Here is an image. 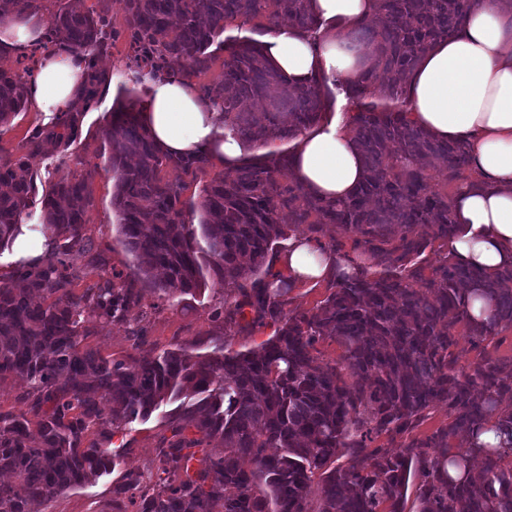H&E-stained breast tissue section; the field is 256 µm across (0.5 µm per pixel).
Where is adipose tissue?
I'll list each match as a JSON object with an SVG mask.
<instances>
[{
  "label": "adipose tissue",
  "mask_w": 512,
  "mask_h": 512,
  "mask_svg": "<svg viewBox=\"0 0 512 512\" xmlns=\"http://www.w3.org/2000/svg\"><path fill=\"white\" fill-rule=\"evenodd\" d=\"M309 7L319 24L315 37L277 26L264 39L266 63L297 85L315 75L332 82L356 78L365 51L351 44L348 34L373 15L375 0H310ZM86 79L83 62L45 55L32 99L41 111H67ZM408 109L416 125L471 147L476 184L454 196L458 233L449 249L458 261L491 274L512 267V15L498 0H473L461 31L421 55L408 87ZM140 120L163 152L184 157L203 152L228 170L257 149L223 129L217 109L187 80L150 81ZM292 173L316 197L353 194L363 178V161L348 127L331 118L303 133ZM280 271L296 283L361 273L359 266L301 236L291 237Z\"/></svg>",
  "instance_id": "1"
}]
</instances>
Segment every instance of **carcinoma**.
<instances>
[{
  "instance_id": "carcinoma-1",
  "label": "carcinoma",
  "mask_w": 512,
  "mask_h": 512,
  "mask_svg": "<svg viewBox=\"0 0 512 512\" xmlns=\"http://www.w3.org/2000/svg\"><path fill=\"white\" fill-rule=\"evenodd\" d=\"M119 2L121 30L112 28L110 0L87 10L70 0H0V22L48 15L42 40L12 65L0 64V129L32 105L38 53L83 59L85 90L29 137L63 146L59 162L66 163L81 117L112 80L98 61L121 38L138 79L196 81L201 97L224 114V127L261 145L292 140L333 111L325 78L297 86L265 63L263 41L225 35L249 25L263 36L283 18L313 33L309 0ZM471 5L376 0L379 25L369 19L351 33L371 51L359 79L336 88L353 113L364 176L341 201L311 195L291 174L287 152L251 156L204 182L197 200H184L183 177L207 174L210 159L163 152L139 119L141 98H117L103 153L119 240L137 260L130 276L139 288L120 274L80 294L72 288L71 260L87 246L96 170L40 186L28 154L0 146V249L22 233V218L37 204L42 230L56 244L47 263L18 265L22 287L0 282V380L29 381L26 410L0 412V472L11 477L0 484V512H31L113 471L115 433L186 392L197 401L171 416L172 436L149 474L127 472L116 488L132 512H406L411 488L415 512H512V452L477 444L489 425L512 444V410L501 409L512 404V363L488 351L512 327V268L487 274L448 251L457 231L448 187L475 185L471 148L442 141L406 116L405 87L420 53L457 35ZM173 61L181 67L172 69ZM250 98L264 99L265 108L243 111ZM434 167L446 172L442 180L430 173ZM281 210L292 223H278ZM303 224L309 232L334 224L352 235V249L380 273L336 281L313 312L285 310L291 283L272 272L274 243ZM210 283L234 289L215 318L240 331L270 322L274 335L245 351L217 343L203 356L177 345L117 360L82 345L92 315L122 321L146 289L173 299ZM472 286L494 304L485 324L467 317ZM450 312L480 349L467 368L452 350ZM320 338L342 348L340 361L313 354ZM442 405L448 422L419 433ZM94 428L97 438L87 439ZM383 435L388 445L371 446ZM216 439L224 445L218 455L206 448ZM472 455L482 459L479 480L452 478L448 468L464 469Z\"/></svg>"
}]
</instances>
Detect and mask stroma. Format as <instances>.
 <instances>
[{
    "mask_svg": "<svg viewBox=\"0 0 512 512\" xmlns=\"http://www.w3.org/2000/svg\"><path fill=\"white\" fill-rule=\"evenodd\" d=\"M127 52L124 41H117L103 67L110 70L112 81L108 88L100 90L89 112L83 116L81 138L69 149L67 164H60L57 147L42 142L29 161L42 179L56 181L88 169H96L93 185V205L87 214L85 233L90 240L88 250L75 257L71 268L76 291H83L113 273H130L134 259L118 240L117 219L112 209V176L103 171L104 160L99 155L102 130L106 124L112 102L119 89L144 91L143 83L137 82L132 71L125 66ZM39 212L25 218V231L4 250L0 251V280L10 281L20 261L42 263L50 257L45 249L46 237L39 232ZM225 290L206 288L196 296L170 299L151 291H143L141 305L131 313L127 323L91 321V336L86 342L102 355L115 359L156 354L181 344L193 354L209 352L213 343L230 341L232 349L243 350L260 345L273 336L272 325L230 333L227 325L214 321L211 312L223 302ZM145 328V340H138L134 331ZM175 403L160 407L144 422L136 421L114 436L112 447L120 456V464L110 474L95 478L82 486L54 495L38 507L37 512H114L116 487L126 472L142 469L152 462L163 436L169 435L168 416L175 412Z\"/></svg>",
    "mask_w": 512,
    "mask_h": 512,
    "instance_id": "obj_1",
    "label": "stroma"
}]
</instances>
